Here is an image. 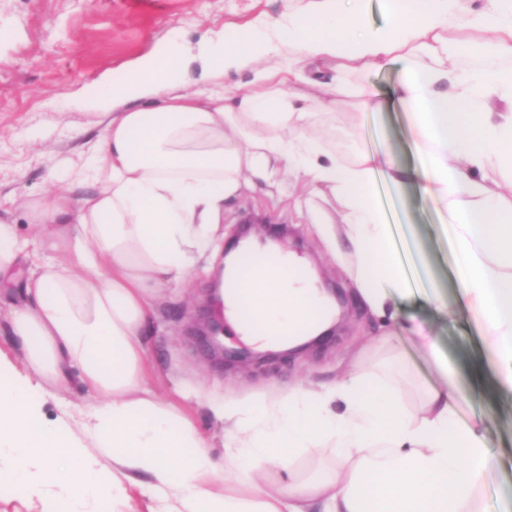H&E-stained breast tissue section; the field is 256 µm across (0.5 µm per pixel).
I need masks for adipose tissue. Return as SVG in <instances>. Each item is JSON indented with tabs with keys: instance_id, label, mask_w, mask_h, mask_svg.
Returning a JSON list of instances; mask_svg holds the SVG:
<instances>
[{
	"instance_id": "obj_1",
	"label": "adipose tissue",
	"mask_w": 512,
	"mask_h": 512,
	"mask_svg": "<svg viewBox=\"0 0 512 512\" xmlns=\"http://www.w3.org/2000/svg\"><path fill=\"white\" fill-rule=\"evenodd\" d=\"M365 0H326L309 12L290 0L288 23L211 38L205 67L251 65L244 89L190 90L177 36L133 67L91 104L107 117L87 168L44 195L15 198L33 237L0 218V335L20 357L0 352V452L25 481L40 463L46 482H66L80 498L124 491L149 476L179 512H477L474 491L491 458L486 426L459 424L456 382L428 394L426 412H405L395 385L348 372L327 387L292 388L287 400L261 399L248 416L213 403L224 424V465L186 413L188 396L160 400L149 385L148 321L163 288L179 284L195 258L224 259V201L250 178L271 181L300 170L313 191L337 196L338 230L350 242L365 303L385 310L380 282L398 281L388 226L372 199L376 160L344 162L305 131L312 105L399 58L405 75L392 97L407 111L421 172L389 162L387 182L402 189L417 174L453 227L461 297L480 318L499 363L497 383L512 390V0H385L390 23L372 28ZM454 31L490 35L500 64L475 66L478 47L449 44ZM291 48L287 74L268 59ZM255 259V307L275 329L322 309L305 262ZM30 270L15 274L21 262ZM86 392L96 403L92 445L112 460L113 481L83 458L79 435L37 420L36 398ZM331 443L335 467L266 494L255 476L287 471L299 448ZM233 476L242 495L224 489Z\"/></svg>"
}]
</instances>
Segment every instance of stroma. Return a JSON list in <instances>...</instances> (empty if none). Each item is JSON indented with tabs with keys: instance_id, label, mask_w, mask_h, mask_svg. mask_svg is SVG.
Instances as JSON below:
<instances>
[{
	"instance_id": "obj_1",
	"label": "stroma",
	"mask_w": 512,
	"mask_h": 512,
	"mask_svg": "<svg viewBox=\"0 0 512 512\" xmlns=\"http://www.w3.org/2000/svg\"><path fill=\"white\" fill-rule=\"evenodd\" d=\"M289 0H0V202L11 195H41L58 186L65 166L82 165L102 134L104 118L88 104L102 78L122 80L149 58L170 34L180 37L181 53L194 89L222 94L244 87L248 71H207L200 47L215 33L264 27L288 20ZM308 131L322 135L344 159L370 152L391 156L416 169L404 108L393 104L363 111L352 96L312 112ZM293 174L275 183L257 179L224 202V243L232 245L243 214L267 217L260 243L272 242L306 257L319 288L336 291L340 313L336 334L319 347L267 364L220 366L191 333L211 280L204 263L185 282L166 289L152 315L148 360L160 393L172 386L204 394L188 410L204 436L219 426L207 401L247 413L257 398H285L289 388L329 385L344 369L356 368L374 380L395 377L402 406L411 415L425 409V393L447 385L451 368L466 398L457 408L463 423L485 421L494 464L477 492L482 512H512V391L497 388V362L475 314L459 291L451 228L422 182L398 195L375 177L373 196L389 225L391 253L403 272L402 283L383 284L393 298L392 313L376 314L364 303L344 259L349 245L332 240L326 227L336 221L331 196L301 190ZM434 340L433 351L419 343L414 325ZM331 448L296 453L292 472L263 473L259 482L274 491L288 477L310 479L333 465ZM178 503L150 489L132 487L126 501L105 495L75 498L69 487L45 486L39 478L13 482L0 490V512H177Z\"/></svg>"
}]
</instances>
